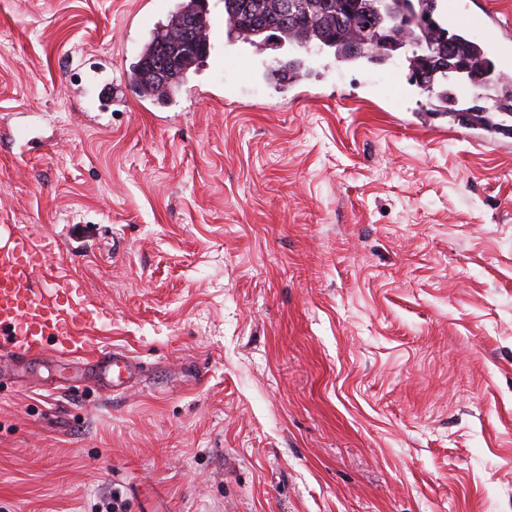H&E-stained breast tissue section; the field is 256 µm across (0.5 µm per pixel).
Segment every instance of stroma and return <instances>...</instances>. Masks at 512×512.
Segmentation results:
<instances>
[{
  "label": "stroma",
  "mask_w": 512,
  "mask_h": 512,
  "mask_svg": "<svg viewBox=\"0 0 512 512\" xmlns=\"http://www.w3.org/2000/svg\"><path fill=\"white\" fill-rule=\"evenodd\" d=\"M141 3L0 0V224L141 368L0 361V512H512V135L328 49L276 85L224 0L139 97ZM88 363L109 375L112 378V388L116 391L125 388L129 383L135 381L139 375V368L136 363L124 352L102 353Z\"/></svg>",
  "instance_id": "35a3bbf8"
}]
</instances>
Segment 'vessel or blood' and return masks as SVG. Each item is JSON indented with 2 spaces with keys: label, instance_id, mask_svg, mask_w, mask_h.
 <instances>
[{
  "label": "vessel or blood",
  "instance_id": "b4317fda",
  "mask_svg": "<svg viewBox=\"0 0 512 512\" xmlns=\"http://www.w3.org/2000/svg\"><path fill=\"white\" fill-rule=\"evenodd\" d=\"M500 62L502 76L512 75V43H485ZM46 261L42 247L10 225H0V349L35 354L53 347L61 357L93 356V364L112 379L113 390L136 380L139 371L126 353L97 354L83 326L97 324L99 312L76 282L63 276L40 279Z\"/></svg>",
  "mask_w": 512,
  "mask_h": 512
}]
</instances>
